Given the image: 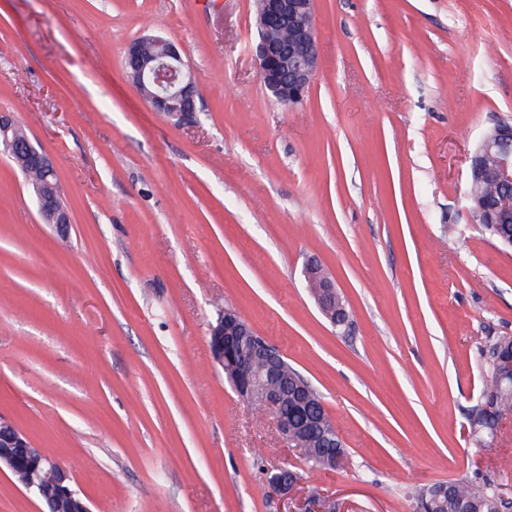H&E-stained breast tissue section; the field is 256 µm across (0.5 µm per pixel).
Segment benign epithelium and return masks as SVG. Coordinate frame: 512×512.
Returning <instances> with one entry per match:
<instances>
[{"mask_svg": "<svg viewBox=\"0 0 512 512\" xmlns=\"http://www.w3.org/2000/svg\"><path fill=\"white\" fill-rule=\"evenodd\" d=\"M258 42L255 47L260 81L282 104L303 100L318 70L317 29L314 0H262L256 19ZM166 50L159 56H146L142 41L130 44L125 63L130 77L148 87V102L179 124L194 121L197 85L177 44L164 41ZM0 151L6 153L23 172L40 170L55 172L43 149L29 139L17 136L16 125L7 112L0 113ZM496 180L500 192L484 201H475L472 213L477 224L512 223V126L500 123L492 134L485 135L475 147L469 164V180ZM39 212L44 223L64 232L71 224L68 210L61 201L58 183H35ZM304 276L320 311L333 325L336 316L337 289L316 261L305 266ZM210 347L224 368V375L246 402L251 392L261 388L265 393L263 412L273 417L280 440L289 448L305 451L307 431L319 421L308 414L301 418L288 416L282 408L279 382L285 366L283 355L266 338L257 336L248 320L237 311L226 309L210 328ZM495 378L499 385L512 390V354L498 357ZM311 385L298 373L288 380V390L297 405L311 410L308 391ZM481 423L470 425V434L480 435L485 446L498 442L503 430L512 425V410L501 412L485 403L479 407ZM25 489L33 492L51 510L59 502H67L71 512H91L87 498L71 486L69 473L41 449L33 446L28 436L12 422L0 418V472L16 477ZM266 484L276 500L289 503L286 512H341L336 500L313 490L303 500L292 497L303 484L299 473L287 466L266 471Z\"/></svg>", "mask_w": 512, "mask_h": 512, "instance_id": "7a95c632", "label": "benign epithelium"}]
</instances>
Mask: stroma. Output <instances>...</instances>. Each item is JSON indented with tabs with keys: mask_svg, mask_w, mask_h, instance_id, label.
<instances>
[{
	"mask_svg": "<svg viewBox=\"0 0 512 512\" xmlns=\"http://www.w3.org/2000/svg\"><path fill=\"white\" fill-rule=\"evenodd\" d=\"M319 69L285 105L256 0H0V113L45 150L71 217L42 223L0 154V417L92 512H276L285 465L342 512L495 480L477 446L486 337L512 336V248L469 212V156L512 123V0H314ZM181 45L194 123L153 111L127 47ZM347 301L333 327L303 276ZM239 311L322 396L353 463L308 469L213 358Z\"/></svg>",
	"mask_w": 512,
	"mask_h": 512,
	"instance_id": "35a3bbf8",
	"label": "stroma"
}]
</instances>
